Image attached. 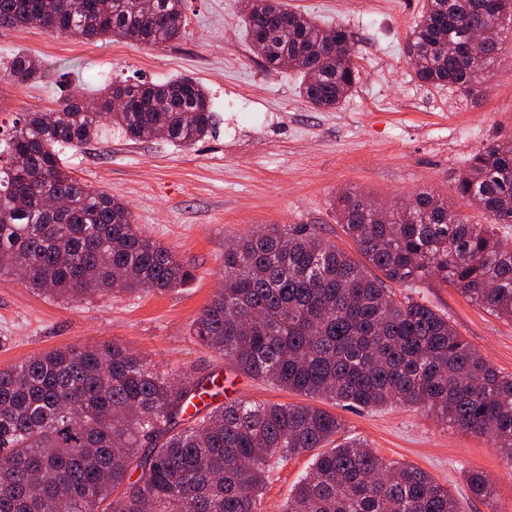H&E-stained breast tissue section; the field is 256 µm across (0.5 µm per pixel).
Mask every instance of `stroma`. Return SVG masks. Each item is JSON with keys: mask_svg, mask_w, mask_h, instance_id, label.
Segmentation results:
<instances>
[{"mask_svg": "<svg viewBox=\"0 0 512 512\" xmlns=\"http://www.w3.org/2000/svg\"><path fill=\"white\" fill-rule=\"evenodd\" d=\"M290 9L356 40L359 81L339 108L317 111L299 94L296 71L266 70L245 39L242 0H185L181 39L159 46L78 39L35 27L0 26V131L28 112H48L75 85L94 92L122 81L161 84L189 76L208 90L213 133L193 146L154 137L130 141L105 131L61 158L81 181L128 202L143 232L195 268L188 285L64 302L0 275V367L59 347L112 343L139 353L157 374L224 379L227 399L314 405L345 423L385 461L427 471L456 497L461 512H512V469L484 437L438 423L414 408L342 406L241 374L202 345L191 325L221 288L224 249L267 224H307L346 251L336 222L339 192L404 203L431 191L456 204L455 180L492 138L512 137V33L504 39L483 95L417 81L406 41L423 0H286ZM37 59L43 76L15 84L12 57ZM448 317L491 364L512 374V321L503 320L435 278L394 286ZM301 455L274 466L260 512H278L308 468ZM483 471L490 499L470 494L464 475Z\"/></svg>", "mask_w": 512, "mask_h": 512, "instance_id": "1", "label": "stroma"}]
</instances>
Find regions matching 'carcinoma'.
<instances>
[{
    "label": "carcinoma",
    "mask_w": 512,
    "mask_h": 512,
    "mask_svg": "<svg viewBox=\"0 0 512 512\" xmlns=\"http://www.w3.org/2000/svg\"><path fill=\"white\" fill-rule=\"evenodd\" d=\"M184 0H0V26L40 27L85 39L161 45L181 37ZM242 26L278 72L296 60L299 94L314 109L338 106L358 82L353 34L288 9L244 0ZM512 30V0H424L408 47L418 81L476 95ZM484 34L460 60L448 44ZM42 77L16 54L6 78ZM128 99L123 107L112 98ZM140 141L164 131L188 147L208 136L207 89L180 77L129 83L88 98L74 87L58 110L30 112L0 137V274L53 297L95 291L162 292L194 268L145 235L128 206L74 177L61 150L98 139L103 120ZM459 203L492 218L472 224L431 191L384 209L343 194L336 222L360 262L307 224H271L224 250V289L192 325L238 372L310 397L376 409L400 402L488 437L512 466V374L489 361L433 308L397 299L390 284L436 277L499 318L512 320V138L486 144L455 182ZM66 200L54 210L49 198ZM386 215L388 220L375 219ZM215 379H168L118 345L66 346L0 367V512H258L273 464L311 455L279 512H458L427 472L383 460L366 444L336 440V414L309 405L233 400L191 426L186 404ZM465 482L488 499L483 472Z\"/></svg>",
    "instance_id": "1"
}]
</instances>
